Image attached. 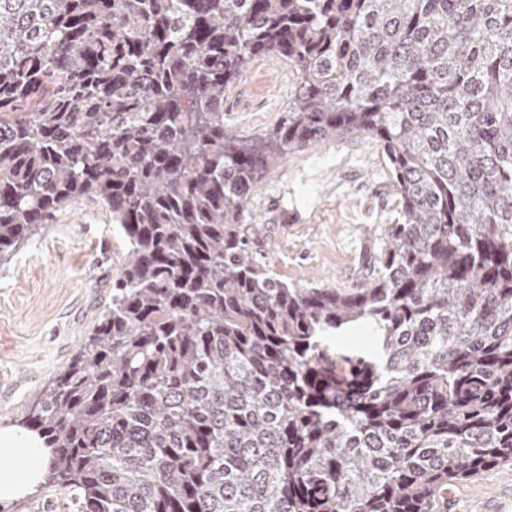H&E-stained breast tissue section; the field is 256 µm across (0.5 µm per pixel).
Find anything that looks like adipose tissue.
I'll list each match as a JSON object with an SVG mask.
<instances>
[{
  "mask_svg": "<svg viewBox=\"0 0 512 512\" xmlns=\"http://www.w3.org/2000/svg\"><path fill=\"white\" fill-rule=\"evenodd\" d=\"M51 450L38 433L20 427L0 428V503L22 499L40 485Z\"/></svg>",
  "mask_w": 512,
  "mask_h": 512,
  "instance_id": "ef3b65f1",
  "label": "adipose tissue"
}]
</instances>
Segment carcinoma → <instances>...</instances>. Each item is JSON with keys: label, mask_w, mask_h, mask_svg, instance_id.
Returning a JSON list of instances; mask_svg holds the SVG:
<instances>
[{"label": "carcinoma", "mask_w": 512, "mask_h": 512, "mask_svg": "<svg viewBox=\"0 0 512 512\" xmlns=\"http://www.w3.org/2000/svg\"><path fill=\"white\" fill-rule=\"evenodd\" d=\"M276 53L272 131L224 91ZM361 136L398 223L349 288L255 263L278 158ZM128 240L25 419L41 512H434L512 461V0H0V262L80 200ZM365 330L371 361L330 351Z\"/></svg>", "instance_id": "obj_1"}]
</instances>
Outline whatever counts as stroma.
Segmentation results:
<instances>
[{"mask_svg": "<svg viewBox=\"0 0 512 512\" xmlns=\"http://www.w3.org/2000/svg\"><path fill=\"white\" fill-rule=\"evenodd\" d=\"M295 85L277 56L239 77L224 122L255 135L274 127ZM398 206L388 163L365 138L323 141L289 154L245 213L258 225L256 261L290 284L343 288L358 277ZM120 229L99 201L58 212L0 262V427L23 419L105 310L125 259ZM448 512H512V462L456 483Z\"/></svg>", "mask_w": 512, "mask_h": 512, "instance_id": "obj_1", "label": "stroma"}]
</instances>
